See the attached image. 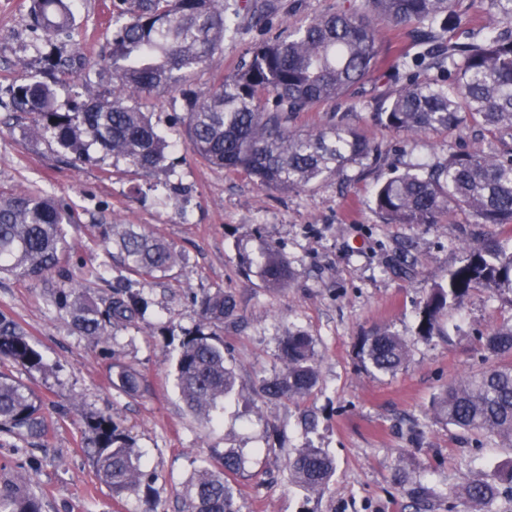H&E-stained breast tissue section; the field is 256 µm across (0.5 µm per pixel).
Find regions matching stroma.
<instances>
[{"instance_id":"35a3bbf8","label":"stroma","mask_w":512,"mask_h":512,"mask_svg":"<svg viewBox=\"0 0 512 512\" xmlns=\"http://www.w3.org/2000/svg\"><path fill=\"white\" fill-rule=\"evenodd\" d=\"M262 27L240 11L235 30L191 79L202 90L247 60L253 48L286 23H306L362 0H275ZM69 35L56 46L79 52L80 79L97 93L112 87L104 58L112 35V0H76ZM29 0H0V190L27 188L67 203L69 251L65 277L41 281L0 277V313L14 320L42 357L38 368L11 367L12 376L41 398L48 432L40 439L0 433V478L29 476L42 512H184L182 485L211 449H242L248 458L235 478L242 512H474L450 489L492 477L512 462V441L468 433L435 415L433 403L448 382L498 359L485 338L512 321V294L473 290L450 310L442 334L417 333L418 307L472 243L463 216L438 224H388L372 190L407 167L451 153L497 149L496 141L465 127L429 136L396 134L370 118L378 96L393 82L366 83L337 101L300 113L296 129L343 116L379 143L378 162L347 166L305 190L266 189L243 171L209 167L186 149L172 153L170 172H145L91 149L73 161L51 138L30 133L29 116L8 111L17 79L46 77L43 50L34 41ZM142 111L170 137L181 126L179 93L143 98ZM96 224H140L171 244L181 265L145 283L144 316L116 323L108 344L75 330L51 301L64 281L104 296L126 277L93 232ZM268 243L286 255L294 272L288 287L268 288L245 270L244 256ZM224 289L235 312L220 333L237 376L221 422L200 424L187 411L175 380L180 343L198 318L194 298ZM296 327L314 339L320 379L297 401L263 397L259 388L282 368L280 342ZM385 328L409 348L396 373L366 371L362 339ZM137 371L145 386L131 397L112 383V365ZM111 414L156 480L147 495L113 497L100 482L84 419ZM316 418L315 429L301 424ZM325 449L336 474L320 493L291 481L289 455L307 446Z\"/></svg>"}]
</instances>
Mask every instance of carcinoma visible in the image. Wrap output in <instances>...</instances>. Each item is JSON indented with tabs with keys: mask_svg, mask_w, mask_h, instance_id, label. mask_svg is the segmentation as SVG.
<instances>
[{
	"mask_svg": "<svg viewBox=\"0 0 512 512\" xmlns=\"http://www.w3.org/2000/svg\"><path fill=\"white\" fill-rule=\"evenodd\" d=\"M112 20L106 64L112 68V92L99 99L74 86V106H54L55 83L81 65L77 55L47 57L54 82L28 81L12 86V110L31 116L35 137H51L86 159L99 146L107 155L145 171L166 167L176 143L157 130L137 100L160 91L179 90L185 101L181 117L184 147L208 165L249 173L264 187L307 189L340 173L351 163L374 161L379 144L358 128L331 119L323 128L300 131L293 122L301 112L334 102L380 71L384 29L413 27L427 59L454 75L451 82L406 76L394 94L381 100L373 120L398 134L428 135L464 125L491 137L512 140V29L480 43H460L459 0H364L361 10L338 11L301 25H291L252 51L249 62L211 87L186 88L193 75L224 43L229 15L239 5L224 0H121ZM73 0H31L30 14L49 44L68 33ZM377 212L388 224H437L455 211L472 224H512V146L486 153L452 154L435 167L417 166L377 184ZM74 223L68 207L37 191L0 190V274L42 280L61 271L68 252L64 225ZM112 257L143 280L154 279L181 262L166 241L139 224H108L100 229ZM268 288H285L292 279L287 257L274 245L247 259ZM476 288L512 294V238L494 239L465 249V259L434 283L419 307L417 331L430 337L441 318L458 308ZM78 331L100 343L112 335V322L142 316L149 302L127 283L100 307L91 290L69 285L53 296ZM199 323L182 340L176 385L186 409L200 422L218 420L236 376L224 356L217 331L233 315V299L219 288L197 302ZM486 345L497 356H512V323L492 331ZM359 356L367 368L395 373L407 360L408 345L395 333L377 330L366 337ZM282 371L265 382L264 395L298 400L318 384L314 340L306 331L288 329L281 342ZM36 367L41 356L21 329L0 314V363ZM112 382L128 395L142 391L140 375L112 364ZM448 424L467 431H487L512 438V364L448 383L434 404ZM0 431L41 438L47 434L42 403L34 390L0 371ZM88 447L99 480L112 495L151 490L155 476L140 461L124 430L103 414L85 419ZM246 459L229 449L214 452L183 484L186 512H241L234 478ZM292 481L320 492L335 473L322 448L305 447L286 463ZM512 491V462L494 482L473 481L453 492L476 512H485L500 489ZM0 512H42L30 478L19 475L0 485Z\"/></svg>",
	"mask_w": 512,
	"mask_h": 512,
	"instance_id": "carcinoma-1",
	"label": "carcinoma"
}]
</instances>
